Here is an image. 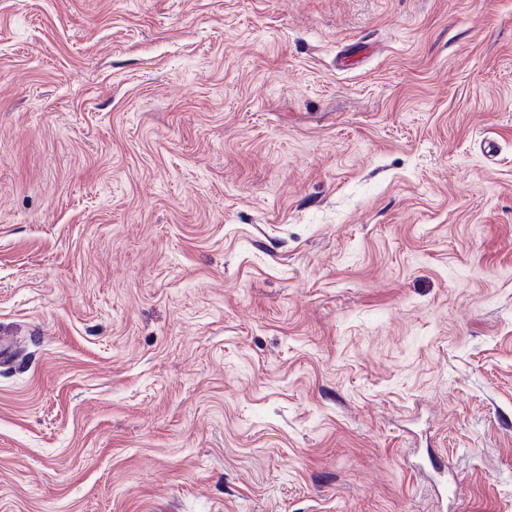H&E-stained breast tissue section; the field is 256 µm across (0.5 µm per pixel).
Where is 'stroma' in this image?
I'll return each mask as SVG.
<instances>
[{
	"mask_svg": "<svg viewBox=\"0 0 512 512\" xmlns=\"http://www.w3.org/2000/svg\"><path fill=\"white\" fill-rule=\"evenodd\" d=\"M0 512H512V0H0Z\"/></svg>",
	"mask_w": 512,
	"mask_h": 512,
	"instance_id": "obj_1",
	"label": "stroma"
}]
</instances>
